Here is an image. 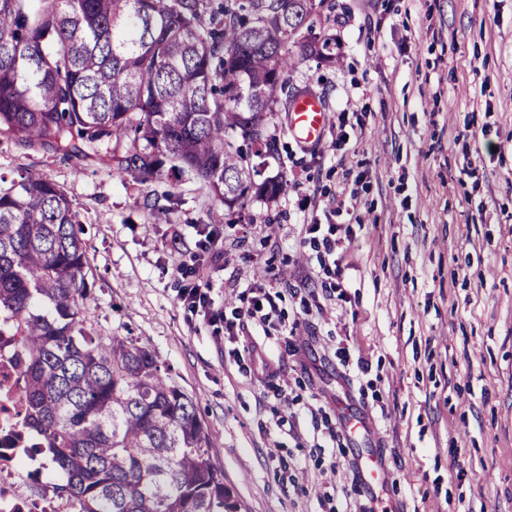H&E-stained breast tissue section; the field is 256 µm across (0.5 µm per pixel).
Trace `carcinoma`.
<instances>
[{
    "mask_svg": "<svg viewBox=\"0 0 512 512\" xmlns=\"http://www.w3.org/2000/svg\"><path fill=\"white\" fill-rule=\"evenodd\" d=\"M324 0H0V136L65 158H107L146 184L197 179L242 215L256 182L244 148L270 155L290 79L333 65L309 23ZM77 206L20 170L0 188V320L23 357L24 424L70 512H227L223 474L192 399L132 336L80 316L91 270Z\"/></svg>",
    "mask_w": 512,
    "mask_h": 512,
    "instance_id": "cac0c4a2",
    "label": "carcinoma"
}]
</instances>
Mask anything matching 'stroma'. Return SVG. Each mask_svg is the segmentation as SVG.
I'll use <instances>...</instances> for the list:
<instances>
[{"instance_id": "35a3bbf8", "label": "stroma", "mask_w": 512, "mask_h": 512, "mask_svg": "<svg viewBox=\"0 0 512 512\" xmlns=\"http://www.w3.org/2000/svg\"><path fill=\"white\" fill-rule=\"evenodd\" d=\"M313 22L340 60L294 73L328 110L302 147L269 122L273 200L225 215L203 184L142 185L97 158L0 137L78 205L94 277L83 314L148 347L193 400L233 512H512V0H326ZM172 193L168 214L145 196ZM214 225L216 308L277 293L265 326L227 334L178 299L176 265ZM309 224H341L345 299ZM358 414L373 440L339 433ZM379 448L364 494L353 462Z\"/></svg>"}]
</instances>
